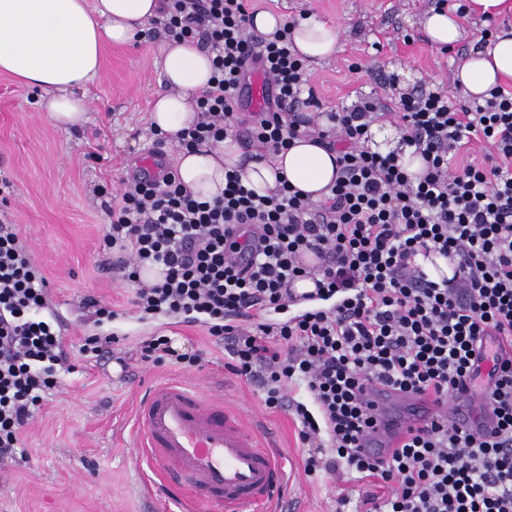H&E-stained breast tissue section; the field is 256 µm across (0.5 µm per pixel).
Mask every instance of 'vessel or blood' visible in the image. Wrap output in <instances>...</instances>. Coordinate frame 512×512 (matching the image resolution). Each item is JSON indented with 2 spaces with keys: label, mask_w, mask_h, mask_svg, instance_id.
Wrapping results in <instances>:
<instances>
[{
  "label": "vessel or blood",
  "mask_w": 512,
  "mask_h": 512,
  "mask_svg": "<svg viewBox=\"0 0 512 512\" xmlns=\"http://www.w3.org/2000/svg\"><path fill=\"white\" fill-rule=\"evenodd\" d=\"M418 412L384 419L371 431L377 448L396 442L436 408L419 400ZM134 447L162 481H179L190 512L209 506L216 512H273L283 473L278 455L262 443L263 436L248 426L223 399H202L177 380L152 385L135 411Z\"/></svg>",
  "instance_id": "vessel-or-blood-1"
}]
</instances>
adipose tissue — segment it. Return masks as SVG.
<instances>
[{
  "label": "adipose tissue",
  "instance_id": "ef3b65f1",
  "mask_svg": "<svg viewBox=\"0 0 512 512\" xmlns=\"http://www.w3.org/2000/svg\"><path fill=\"white\" fill-rule=\"evenodd\" d=\"M162 0H0V73L35 90L37 111L56 128L81 129L88 102L79 87L101 74L106 48L132 45L138 33L158 18ZM490 19L512 16V0H461L459 9L427 12L421 24L429 41L452 47L465 36L459 14ZM289 26L298 53L317 64L341 50L344 31L315 13L294 23L268 10L254 16L256 32L268 35ZM159 62L166 90L156 96L148 113L152 129L176 142L180 131L197 120V98L209 87V55L196 44L163 40ZM455 82L475 101L490 89L512 86V28L497 30L485 44H473L460 61ZM372 150L399 152L409 175L424 166L420 156L402 146L398 130L387 121L372 124ZM176 169L195 198L209 200L224 189V175L239 171L246 185L267 194L278 178L319 202L336 180V153L309 139L294 140L288 149L265 160L249 158L235 138L205 144L194 151H179Z\"/></svg>",
  "mask_w": 512,
  "mask_h": 512
}]
</instances>
